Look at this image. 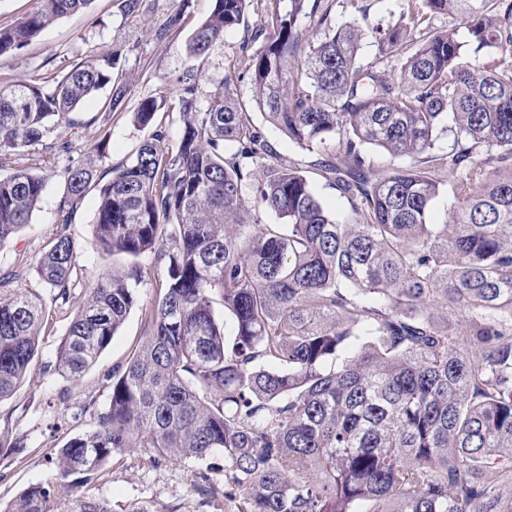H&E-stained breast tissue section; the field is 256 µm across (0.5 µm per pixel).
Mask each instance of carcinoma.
<instances>
[{
  "label": "carcinoma",
  "mask_w": 512,
  "mask_h": 512,
  "mask_svg": "<svg viewBox=\"0 0 512 512\" xmlns=\"http://www.w3.org/2000/svg\"><path fill=\"white\" fill-rule=\"evenodd\" d=\"M250 2L214 0L186 54L205 61ZM272 2L249 63L253 101L320 161L305 171L273 154L229 75L201 104L192 69L173 100L132 112L140 128L177 113L175 148L159 129L118 166L66 169L60 228L34 264L58 313L74 312L55 370L80 381L137 305L144 334L107 377L106 403L85 404L90 428L47 453L57 482L5 512H112L64 498L66 482H97L134 448L157 463L223 452L250 512H512V0H401L372 28L326 11L310 36L299 17L320 0ZM90 3L35 0L0 25V57ZM433 15L460 21L466 40L433 29ZM369 36L378 52L363 65ZM127 54L114 44L52 77L0 82V158L16 163L0 177V248L45 188L26 149L52 134L69 149L66 130L86 126L79 105L104 88L102 109L123 107ZM394 58L390 82L380 65ZM370 149L387 168H372ZM314 174L347 197L348 220L322 204ZM445 189L453 208L435 224ZM92 190L112 266L86 284L67 228ZM248 191L280 223L250 217ZM45 318L40 295H0V400L30 369Z\"/></svg>",
  "instance_id": "carcinoma-1"
}]
</instances>
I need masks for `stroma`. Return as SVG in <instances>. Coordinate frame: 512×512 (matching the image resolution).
Returning a JSON list of instances; mask_svg holds the SVG:
<instances>
[{"label":"stroma","mask_w":512,"mask_h":512,"mask_svg":"<svg viewBox=\"0 0 512 512\" xmlns=\"http://www.w3.org/2000/svg\"><path fill=\"white\" fill-rule=\"evenodd\" d=\"M333 24L368 19L375 24L397 11L398 0H329ZM213 0H146L136 16H123L116 0H92L85 11L64 17L47 27L20 52L0 59V75L14 84L29 82L36 75L61 71L86 55L112 43L129 49L127 68L132 74L131 95L124 108L103 113L100 98L86 101L80 115L88 122L71 137L73 146L56 151L33 147L36 173L45 180L41 201L31 221L5 248L0 249V274L12 270L18 259L35 260L47 249L57 226V208L63 193L66 168L94 159L99 169L121 164L148 137L137 127L132 112L140 98L173 96L183 73L192 63L185 54V41L211 12ZM181 22L167 39L157 41L153 28L171 14ZM267 13L266 7L249 8L240 25L228 30L224 41L209 55L202 69V92H209L226 74L237 73L232 89L242 99L252 96L247 78L249 58L263 41L255 32ZM104 143L102 154L93 146ZM97 194L89 192L73 217L68 231L80 252L83 277L94 276L103 265L93 233ZM48 323L40 336L38 352L25 379L14 394L0 401V436L21 435L26 446L20 453L0 455V505L11 504L26 488L52 484L56 472L44 460L53 444L88 429L89 413L82 405L89 398L105 403L109 390L105 378L113 366L125 362L143 334L140 308H133L98 362L74 383L55 372L56 348L68 320L55 308L47 310ZM106 477L98 484L71 487L67 498L95 494L108 499L112 512L153 504L167 512H247L242 494L229 493V473L223 453H214L202 463L177 460L151 463L147 449L137 448L110 460Z\"/></svg>","instance_id":"35a3bbf8"}]
</instances>
